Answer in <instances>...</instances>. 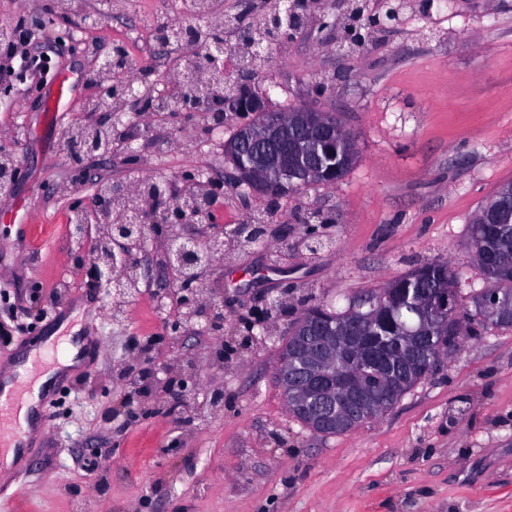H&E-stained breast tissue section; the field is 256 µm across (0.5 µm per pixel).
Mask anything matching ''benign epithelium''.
<instances>
[{
    "label": "benign epithelium",
    "instance_id": "1",
    "mask_svg": "<svg viewBox=\"0 0 512 512\" xmlns=\"http://www.w3.org/2000/svg\"><path fill=\"white\" fill-rule=\"evenodd\" d=\"M117 51L102 59L98 70L99 95L93 105L92 117L66 135L68 149L77 157L112 153V140L102 143L94 137L75 139V133L103 129L116 130L115 119L127 104L134 110H148L152 105L144 96L127 87L120 97L113 96V70L120 67ZM179 80L191 87L177 109L197 107L210 101L202 88L207 79L197 73H179ZM231 112H263L265 117L241 127V143L253 150L240 154L230 176L247 184L251 194L259 198L277 199L284 186L298 190L314 177L334 170L336 149H326L329 141L345 137L341 123L332 113L300 106L296 112L267 111L260 102L245 92L224 100ZM21 163L16 159L0 163V197L12 195ZM212 203L209 188L173 190L163 178L139 179L128 186L109 180L96 194L95 224H75L72 235L82 245L80 264L99 279L106 295L113 299L110 311L121 313L127 297L125 279L141 275V261L133 249L143 247L157 224H205ZM216 257H224V231L204 238L176 232L170 236L164 251V266L177 286L175 295L182 308L181 318L172 323L177 331L192 321H204L206 327L224 323V300L204 298L205 285L201 269ZM413 305L423 316L448 321L456 313L453 294L441 290L436 294L418 289ZM323 357L316 363L298 361L301 376L298 398L305 404L326 413L337 412L363 404L367 385L360 365L375 366L385 378V390L395 391L397 362L384 346L371 342L368 336H334L322 346Z\"/></svg>",
    "mask_w": 512,
    "mask_h": 512
}]
</instances>
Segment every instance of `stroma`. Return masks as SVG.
<instances>
[{
    "label": "stroma",
    "instance_id": "1",
    "mask_svg": "<svg viewBox=\"0 0 512 512\" xmlns=\"http://www.w3.org/2000/svg\"><path fill=\"white\" fill-rule=\"evenodd\" d=\"M187 0H126L93 26L97 0H0V26L47 24L39 53L71 86L48 115L51 87L0 76V158L21 161L14 192L40 248L0 218V312L24 317L16 338L49 335L47 303L91 304L93 362L0 483L16 512H512V331H468L436 370L381 416L322 437L288 412L275 382V343L310 305L348 302L415 265L448 261L462 296L482 288L469 259V228L497 189L512 182V0H405L398 24L347 36L340 0L317 6L290 40L267 47L257 74L225 61L228 84L266 109L307 105L336 113L358 159L332 185L275 201L231 183L223 143L253 120L209 103L198 110L127 113L114 149L73 161L64 134L97 98L100 60L122 46L129 70L171 83L184 60L156 30L170 12L187 27L244 15L259 27L274 0H212L194 16ZM204 172L213 221L232 229L265 219L258 242L226 241L203 273L224 299V330L191 323L159 263L165 231L151 232L139 290L121 319L77 266L74 213L92 222L101 180ZM323 246L310 251L309 236ZM98 458L100 475L84 463Z\"/></svg>",
    "mask_w": 512,
    "mask_h": 512
}]
</instances>
